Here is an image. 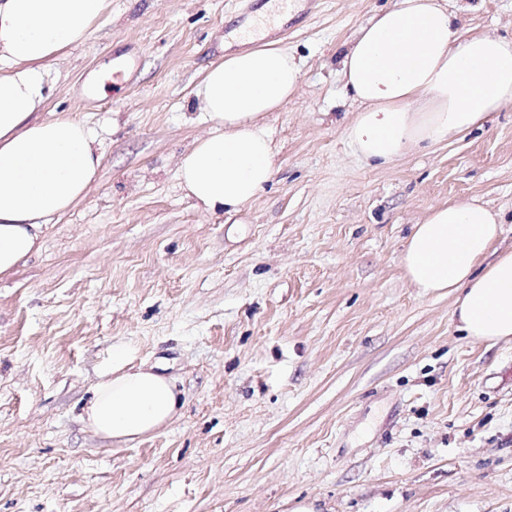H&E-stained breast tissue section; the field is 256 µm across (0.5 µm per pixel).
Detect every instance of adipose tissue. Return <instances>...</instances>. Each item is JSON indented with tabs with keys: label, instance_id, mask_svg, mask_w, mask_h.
I'll return each instance as SVG.
<instances>
[{
	"label": "adipose tissue",
	"instance_id": "1",
	"mask_svg": "<svg viewBox=\"0 0 512 512\" xmlns=\"http://www.w3.org/2000/svg\"><path fill=\"white\" fill-rule=\"evenodd\" d=\"M109 0H0V274L38 251L50 216L71 209L101 165L100 144L69 115L41 116L49 60L86 39ZM240 49L207 68L198 90L214 126L184 155L183 189L214 213L251 202L275 172V151L259 120L292 96L301 79L276 44ZM361 110L345 134L354 152L389 162L424 143L478 127L512 101V40L458 39L440 0H399L363 26L341 61ZM502 233L486 203L438 206L414 225L401 256L422 293L455 296L457 328L476 341H512V251L495 252ZM180 405L170 379L112 351L79 415L85 427L125 442L152 434Z\"/></svg>",
	"mask_w": 512,
	"mask_h": 512
}]
</instances>
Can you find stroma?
Segmentation results:
<instances>
[{"instance_id":"35a3bbf8","label":"stroma","mask_w":512,"mask_h":512,"mask_svg":"<svg viewBox=\"0 0 512 512\" xmlns=\"http://www.w3.org/2000/svg\"><path fill=\"white\" fill-rule=\"evenodd\" d=\"M267 0H110L47 65L103 159L41 249L0 275V512H512V342L462 336L453 296L400 258L438 205L479 199L512 248V101L482 128L358 157L340 74L398 0H298L271 41L301 66L268 113L277 171L236 211L178 180L212 125L205 70ZM463 35L512 38V0H444ZM160 364L182 402L144 439L79 420L112 350Z\"/></svg>"}]
</instances>
